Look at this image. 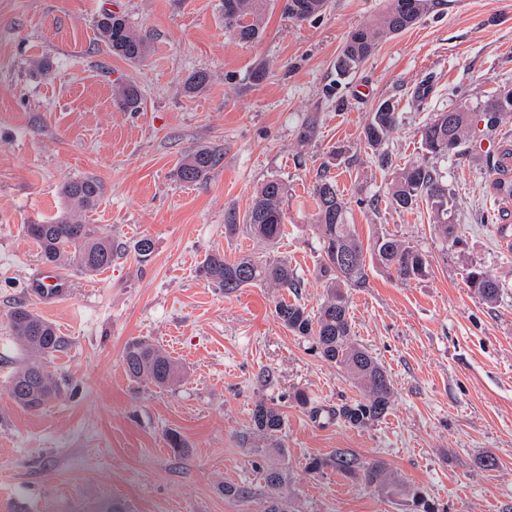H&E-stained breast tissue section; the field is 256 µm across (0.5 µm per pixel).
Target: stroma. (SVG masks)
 <instances>
[{"label": "stroma", "mask_w": 512, "mask_h": 512, "mask_svg": "<svg viewBox=\"0 0 512 512\" xmlns=\"http://www.w3.org/2000/svg\"><path fill=\"white\" fill-rule=\"evenodd\" d=\"M381 5L331 0L319 19L297 24L270 0L263 39L245 45L225 32L220 0H0V512H97L112 502L124 512H264L257 467L275 448L291 512H403L399 499L341 472H307L309 458L339 449L384 460L441 512H512V253L482 221L501 207L486 156L512 138V117L438 164L462 246L442 245L426 203L400 211L387 198L394 168L422 160L420 128L433 113L473 109L512 87V0H439L337 80L347 35ZM109 10L148 36L145 62L113 56L101 41L95 21ZM199 69L209 83L186 93ZM120 83L140 88L139 111L116 105ZM386 99L398 124L383 168L361 131ZM310 117L317 133L302 147ZM204 147L218 164L200 182H181L183 159ZM340 147L351 159L330 175L363 241L395 235L429 260L428 273L406 283L369 262L365 281L346 289L353 337L394 390L390 412L364 428L338 416L358 389L275 314L282 300L311 312L324 300L312 186ZM88 175L103 194L84 220L125 250L97 275L62 267L69 294L38 305L28 283L47 265L25 227L54 220L62 185ZM270 178L288 185L278 253L305 286L224 293L200 269L214 252L265 253L244 233L225 234L224 217L245 214ZM144 236L154 252L141 262L133 244ZM470 263L500 283L495 302L467 287ZM17 303L64 341L45 361L63 394L37 412L8 394L25 358L8 322ZM134 337L176 358L184 378L167 389L131 380L122 352ZM298 391L308 403L295 401ZM260 402L283 416L275 438L252 432ZM172 432L181 450L170 448ZM488 456L495 467H484ZM228 485L250 493L225 497Z\"/></svg>", "instance_id": "obj_1"}]
</instances>
